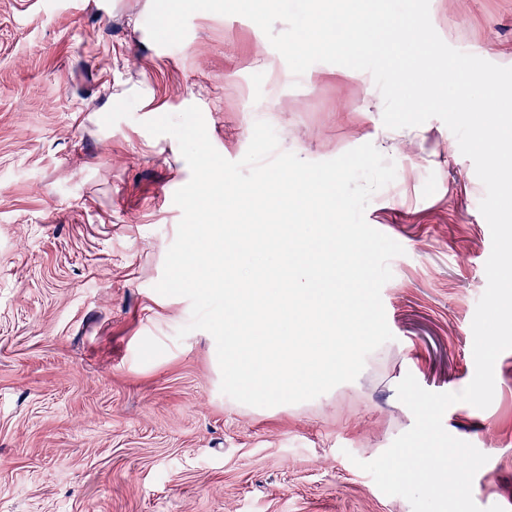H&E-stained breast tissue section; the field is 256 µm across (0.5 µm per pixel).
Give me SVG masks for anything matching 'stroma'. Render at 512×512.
I'll use <instances>...</instances> for the list:
<instances>
[{
    "mask_svg": "<svg viewBox=\"0 0 512 512\" xmlns=\"http://www.w3.org/2000/svg\"><path fill=\"white\" fill-rule=\"evenodd\" d=\"M151 4L0 0V512H412L357 463L412 427L406 374L436 393L474 377L492 239L472 161L440 119L386 128L369 72L294 76L239 15L196 12L160 46ZM430 19L449 46L512 67V0H430ZM191 105L231 161L263 120L306 161L370 142L394 162L365 211L404 249L381 290L394 339L355 381L253 407L222 393L210 333L177 339L190 302L155 286L191 171L143 123ZM494 377L488 408L454 403L443 426L489 457L475 503L512 512V349Z\"/></svg>",
    "mask_w": 512,
    "mask_h": 512,
    "instance_id": "stroma-1",
    "label": "stroma"
}]
</instances>
